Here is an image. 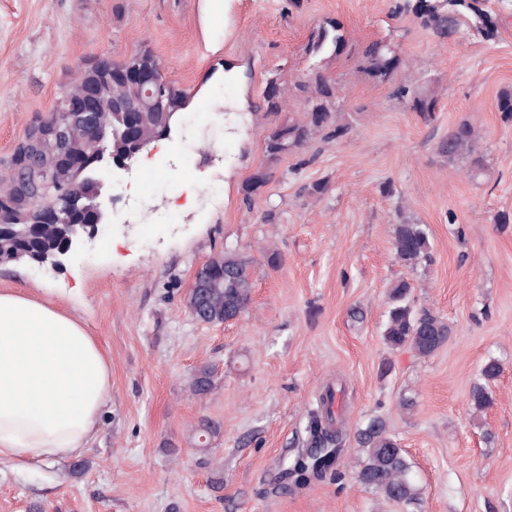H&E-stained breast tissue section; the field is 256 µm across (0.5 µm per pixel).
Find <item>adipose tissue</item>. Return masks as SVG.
I'll use <instances>...</instances> for the list:
<instances>
[{"instance_id": "obj_1", "label": "adipose tissue", "mask_w": 512, "mask_h": 512, "mask_svg": "<svg viewBox=\"0 0 512 512\" xmlns=\"http://www.w3.org/2000/svg\"><path fill=\"white\" fill-rule=\"evenodd\" d=\"M112 364L47 298L0 290V461L80 456L110 397Z\"/></svg>"}]
</instances>
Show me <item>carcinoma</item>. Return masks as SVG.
Instances as JSON below:
<instances>
[{"label": "carcinoma", "mask_w": 512, "mask_h": 512, "mask_svg": "<svg viewBox=\"0 0 512 512\" xmlns=\"http://www.w3.org/2000/svg\"><path fill=\"white\" fill-rule=\"evenodd\" d=\"M469 10L484 27L492 26L488 15L477 7L473 0H403L396 5V12H411L422 19L439 37L445 38L457 33L460 26V8ZM348 48V41L340 22L330 19L320 24L312 32L305 47L306 53L313 56L339 57ZM159 57L145 47L128 58L111 63L112 85L103 84L99 78L98 66L88 64L76 82L89 85L101 93V105L112 112V137L107 140L108 151L117 157L128 155L130 145L123 135L125 113L115 112V102L122 99L133 103L140 99L138 84L130 73L155 66ZM360 64L363 72L378 82L390 80L393 73L402 65L398 47L389 41L378 40L368 43L361 52ZM165 98L159 112L146 108L137 113L138 132L150 137L158 132L166 122L173 121L185 109L190 93L175 83L163 80ZM295 89L301 95L304 110L298 119H290L272 130L264 142V153L272 161H279L303 148L314 136L321 133L327 139H339L346 135L348 126L339 122V99L342 87L337 80L322 72L308 74ZM395 94L409 100L414 111L423 117H431L435 112L437 99L420 92L410 85H399ZM283 108L282 91L277 81L268 82L262 100V109L279 112ZM29 145V136L17 143L11 155L3 161L7 173L20 169L21 157ZM440 154L450 160L462 157L469 159L472 175L478 176L486 169V158L475 145L473 127L461 122L448 131V136L440 140ZM52 157H47L37 170L27 172V180L32 189H39L52 181ZM95 156L85 155L82 164L70 173V179L82 183L98 175ZM271 177L268 169L260 166L243 187L244 201L252 203L253 196L264 188ZM91 214L85 212L76 216L64 217L62 224H6L0 229V265L11 264L15 260L34 263L36 259L55 249L63 242L74 224H88ZM394 255L402 266L415 269L432 259L431 244L425 225L402 218L393 225ZM212 268L211 288L205 296L192 301L193 306L205 314L212 322L239 318L247 309L253 292L249 262L234 250L208 261ZM412 285L400 278L390 284L388 309L383 324L382 336L392 348L406 347L416 355L426 358L441 349L452 334V328L439 314L429 309H416L409 300ZM501 363L495 358L487 359L479 369L469 392V404L476 413H482L493 404L492 384L500 377ZM335 392L327 388L316 400V407L309 412V435L312 449L294 458L289 475L297 482L305 481L311 475L320 473L332 463L327 449L337 451L341 444L339 433L326 427L334 422L331 405ZM357 440L363 457L355 473L356 482L385 499L397 503L410 504L419 500L420 488L412 471L406 450L392 436L384 419L373 415L364 426L357 430Z\"/></svg>", "instance_id": "carcinoma-1"}]
</instances>
